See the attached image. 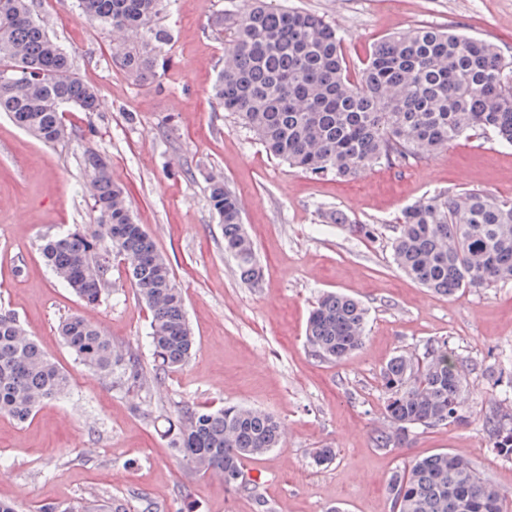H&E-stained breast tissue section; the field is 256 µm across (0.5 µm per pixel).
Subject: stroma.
Listing matches in <instances>:
<instances>
[{
  "instance_id": "obj_1",
  "label": "stroma",
  "mask_w": 512,
  "mask_h": 512,
  "mask_svg": "<svg viewBox=\"0 0 512 512\" xmlns=\"http://www.w3.org/2000/svg\"><path fill=\"white\" fill-rule=\"evenodd\" d=\"M335 26L351 68H362L386 36L425 25L496 45L512 61V0H275ZM242 0H173L168 66L150 84L112 63L109 37L75 0H36L39 16L72 54L78 76L98 89L99 112L66 113L77 133L45 145L0 114V308L13 312L74 383L28 421L0 415V498L19 512L53 503L72 512H390L391 476L445 451L469 459L512 502V459L498 456L478 427L418 429L395 448L378 447L388 425L380 372L398 354L423 355L437 340L463 363L469 402L482 412L503 398L499 373L512 374V281L435 295L394 263L392 227L402 210L438 194L477 190L512 197V146L478 133L440 154L379 164L342 181L290 168L269 156L224 112L210 88L225 38L207 23ZM112 162L131 209L168 258L197 340L190 360L137 391L85 368L63 345L59 322L73 314L98 325L151 369L150 313L113 263L110 289L85 305L44 265L46 238L92 220L81 155ZM223 175L244 200L242 218L263 271L242 282L224 251V226L207 203L208 179ZM344 214L335 224L330 213ZM326 291L368 311L366 343L340 361L305 339L309 313ZM237 403L281 423L279 448L245 459L258 484L233 491L186 466L171 446L177 406ZM334 449L318 466L314 449Z\"/></svg>"
}]
</instances>
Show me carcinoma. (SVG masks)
Segmentation results:
<instances>
[{
	"instance_id": "cac0c4a2",
	"label": "carcinoma",
	"mask_w": 512,
	"mask_h": 512,
	"mask_svg": "<svg viewBox=\"0 0 512 512\" xmlns=\"http://www.w3.org/2000/svg\"><path fill=\"white\" fill-rule=\"evenodd\" d=\"M168 4L78 0L81 12L112 37V61L139 81L157 78L163 69L170 32L161 15ZM208 25L230 36L212 96L270 156L300 171L353 178L377 164L438 154L473 130L512 146V63L483 39L437 27L390 35L353 76L336 28L317 14L245 0L241 10L222 12ZM14 66L29 75L0 79V113L41 142L72 140L64 108L99 111V92L77 76L71 56L35 17L34 0H0V72ZM82 165L93 222L45 240L41 257L90 306L108 291L112 258L130 259V283L151 312L153 366L143 371L135 353L117 350L80 315L64 319L58 333L83 366L119 371L140 389L181 368L195 336L170 263L135 221L124 190L112 181L110 162L88 148ZM208 202L224 224V251L235 259L239 278L258 281L240 202L224 178H210ZM391 250L403 272L443 296L512 280V199L475 190L424 199L404 209ZM366 327L367 310L357 300L327 292L310 312L306 341L315 355L341 360L362 347ZM381 383L389 426L378 435V447L400 446L415 429L476 422L496 454L512 459V398L490 413L474 411L464 395L463 364L446 341L430 345L420 360L392 357ZM70 386V376L15 314L0 311V415L25 422ZM169 434L187 466L220 470L226 487L235 490L247 487L242 461L281 440L274 416L236 404L216 411L184 406ZM389 495L392 512H508L504 497L472 463L448 452L393 474Z\"/></svg>"
}]
</instances>
